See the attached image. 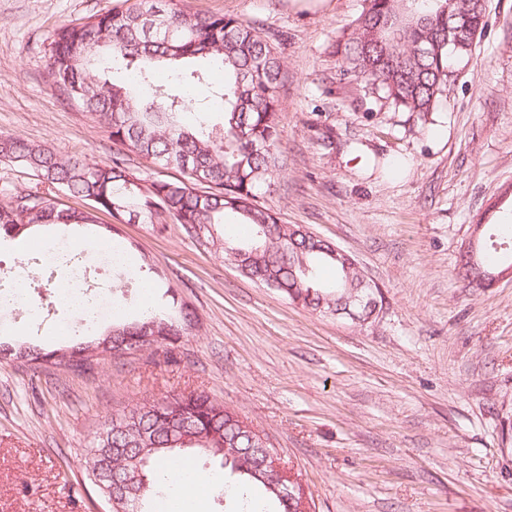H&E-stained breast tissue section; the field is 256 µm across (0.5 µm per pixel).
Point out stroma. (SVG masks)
<instances>
[{
	"label": "stroma",
	"mask_w": 512,
	"mask_h": 512,
	"mask_svg": "<svg viewBox=\"0 0 512 512\" xmlns=\"http://www.w3.org/2000/svg\"><path fill=\"white\" fill-rule=\"evenodd\" d=\"M120 0H0V135L92 161L116 147L47 78L49 34ZM263 24L284 61L280 175L259 202L349 253L376 283L375 322L319 314L243 277L180 225L55 228L0 242V273L25 270L41 317L0 313V337L55 348L83 315L49 287L43 243L95 250L117 240L153 268L151 305L190 307L172 348L99 361L86 373L0 359V512H100L85 474L105 418L203 390L238 411L301 480L313 512H512V283L476 290L455 274L472 224L512 213V0H485L486 25L434 112L380 107L341 81L332 45L364 0H173ZM94 292L132 320L136 283L107 264Z\"/></svg>",
	"instance_id": "obj_1"
}]
</instances>
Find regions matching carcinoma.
<instances>
[{"label": "carcinoma", "instance_id": "cac0c4a2", "mask_svg": "<svg viewBox=\"0 0 512 512\" xmlns=\"http://www.w3.org/2000/svg\"><path fill=\"white\" fill-rule=\"evenodd\" d=\"M165 0H123L122 5L95 14L76 25H61L49 36L48 75L68 104L107 129L121 150L101 162H89L15 136H0V162L29 170L43 190H28L25 202L0 203V238H15L47 224H99L108 214L119 222L135 212L146 224L170 222L224 257L244 276L273 288L312 312L336 314L341 300L361 284L360 270L349 254L336 256V246L299 225L283 224L258 204L261 191L279 175L278 141L281 112V57L255 24L222 14L189 8H167ZM349 37L336 41L333 55L341 76L363 84L383 106L426 115L448 90L450 59L471 53V31H481L485 7L472 0H365ZM463 45L448 47V12L474 9ZM204 62L224 70L221 121L204 112L191 121L192 91L206 83L208 70L186 68ZM121 65L130 74L125 83L103 77ZM170 66L165 86L154 71ZM173 167L181 180L145 175L132 168L131 157ZM83 201L80 209L62 198ZM231 216L249 239H224V219ZM512 237L507 230L488 236L480 263L496 270L512 264ZM336 270V280L319 282L313 271ZM148 322L166 323V346L174 345L195 325L186 306L178 314L153 307L130 322L113 326L116 339L132 346ZM73 340L72 362L78 372L92 370ZM31 363L51 362L55 350L27 345ZM240 414L204 391L165 396L139 403L106 420L112 424L108 444L96 440L86 470L98 459L109 462L112 480L96 486L101 499L117 493L132 501V512H153L152 496L161 491L164 460L209 458L219 462L224 477L235 479L241 512L258 492L276 505L275 512H297V503L274 489L277 476L264 466V455L250 444L239 426Z\"/></svg>", "mask_w": 512, "mask_h": 512}]
</instances>
